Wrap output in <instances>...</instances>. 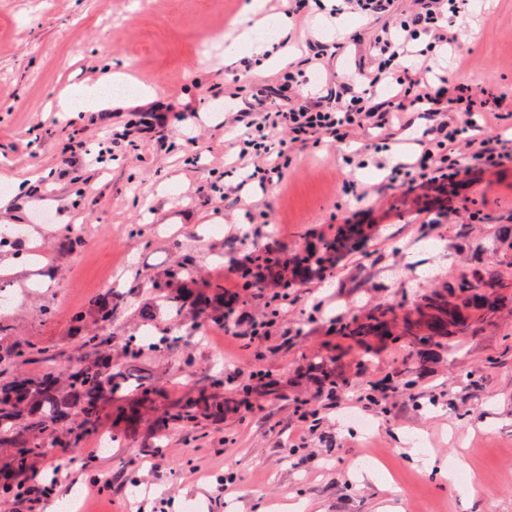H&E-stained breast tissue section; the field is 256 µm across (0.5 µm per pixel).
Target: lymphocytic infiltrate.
Segmentation results:
<instances>
[{
    "label": "lymphocytic infiltrate",
    "instance_id": "lymphocytic-infiltrate-1",
    "mask_svg": "<svg viewBox=\"0 0 512 512\" xmlns=\"http://www.w3.org/2000/svg\"><path fill=\"white\" fill-rule=\"evenodd\" d=\"M467 0H414L409 12L376 34L375 55L370 68L360 70V83L340 80L326 85L318 95L297 93L301 73L291 69L283 75L285 86L294 90L280 107L266 109L265 92H257L244 112L235 113L233 123L241 130L233 141L235 164L248 170L249 180L262 184L283 178L295 153L330 138L346 141L356 134L377 131V146L388 150L396 143L394 121L406 112L418 113L427 126L417 139L410 162L391 171V183L440 191L457 184L475 170L496 169L512 163V138L497 128L502 115L512 112V100L492 92H475L447 77L431 80L427 59L436 49L453 47L458 36L447 25V17H460ZM421 56V64L400 67L399 60ZM393 76L398 91L380 99L377 87ZM483 119L486 135L471 136L476 119ZM333 257L309 247L300 255H288L268 247H255L229 266L225 288L259 289L266 313L252 318L244 333L251 341L268 336L276 324L275 314L288 302L287 283L269 285L268 268L285 266L291 272L324 276L334 266Z\"/></svg>",
    "mask_w": 512,
    "mask_h": 512
}]
</instances>
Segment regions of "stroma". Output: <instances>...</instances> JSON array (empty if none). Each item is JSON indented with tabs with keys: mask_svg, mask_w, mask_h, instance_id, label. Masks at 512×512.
Here are the masks:
<instances>
[{
	"mask_svg": "<svg viewBox=\"0 0 512 512\" xmlns=\"http://www.w3.org/2000/svg\"><path fill=\"white\" fill-rule=\"evenodd\" d=\"M248 0H0V232L29 224L30 236L0 245V286L17 300L0 318V346L21 342L29 360L6 366L15 374L66 369L79 359L69 332L72 311L104 282L117 279L124 306L112 318L113 345L138 335L149 303L146 282L177 262L193 259L198 285L217 283L231 260L268 243L304 252L316 236L333 240L340 214L362 225L350 246L338 247L334 275L304 280L271 335L261 344L214 323H202L173 349L115 364L152 391L136 431H101L99 461L80 473L70 497L43 501L39 512H136L153 500L183 512H512V289L494 297V314L464 335L373 339L355 344L329 317L363 320L379 312L419 319L421 303L447 294L449 284L478 263L499 268L488 248L499 225L512 224V163L472 172L448 192L389 186L402 154H379L354 178L375 189L357 200L340 187V163L350 148L330 141L294 159L283 183L245 188L267 221L249 223L244 207L213 192L212 168L237 135L224 115L243 109L252 91L279 85L282 66L246 76L224 57V39ZM456 51L441 55L437 73L455 83L512 98V0H468L458 18ZM375 20L353 14L337 27L328 12L308 7L294 29L293 61L307 36L341 42L328 75L367 57ZM123 72L149 86L156 103L173 110L191 104L193 118L164 132L162 143L140 150L114 148L96 163L99 141L131 120V109L72 119L59 107L64 90ZM86 142L76 162L63 152ZM23 194L11 195L13 182ZM451 209L452 223L422 227L421 213ZM79 234L81 247L59 250ZM328 365L335 386L308 375ZM265 370L262 382L249 377ZM236 381H229V374ZM378 383L389 384L380 406L367 412L348 401ZM204 393L222 407L192 423L173 421L178 401ZM336 394L341 408L328 407ZM322 409L321 427L292 454L297 402ZM373 421L364 435L359 422ZM153 455L154 468L141 466ZM383 461L382 478L361 464ZM462 458L468 492L440 471ZM231 472L237 489L217 495V479ZM98 479V493L86 481Z\"/></svg>",
	"mask_w": 512,
	"mask_h": 512,
	"instance_id": "stroma-1",
	"label": "stroma"
}]
</instances>
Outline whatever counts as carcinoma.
<instances>
[{"label": "carcinoma", "instance_id": "carcinoma-1", "mask_svg": "<svg viewBox=\"0 0 512 512\" xmlns=\"http://www.w3.org/2000/svg\"><path fill=\"white\" fill-rule=\"evenodd\" d=\"M497 238L509 247L501 262L512 267V224L499 225ZM196 277L195 265L186 261L153 278L151 288L159 301L144 311L148 320H156L163 310L179 315L188 309L197 312L203 321L223 316L224 286L213 284L201 290L196 286ZM504 288H512V280L477 266L469 277L454 285L449 298L430 296L425 299L424 308L429 310L427 335L449 337L468 331L470 323L474 322L466 313L470 302L478 296H496ZM123 304V295L104 288L88 300L85 310L73 312V335L77 338V352L81 357L80 363L70 369L66 378L48 367L37 375H17L0 383V427L22 423L26 430L15 441L17 451L13 466L0 472V490L16 489L34 455L46 452L42 441L44 434L56 440L67 433L71 408H79L85 422L92 424L117 394L131 391L139 395L140 403L149 401L147 388L141 383L132 384L129 377L115 369L112 363V342L105 330L112 325V316ZM338 332L351 340L363 336L418 335L416 324L404 321L396 326L383 313L365 323H342ZM171 342L172 337L166 333L159 338L148 336L138 340L132 337L124 342L121 352L125 357L135 359L148 346L160 350ZM204 410L218 414L221 407L202 396H190L183 402L178 418L191 421Z\"/></svg>", "mask_w": 512, "mask_h": 512}]
</instances>
